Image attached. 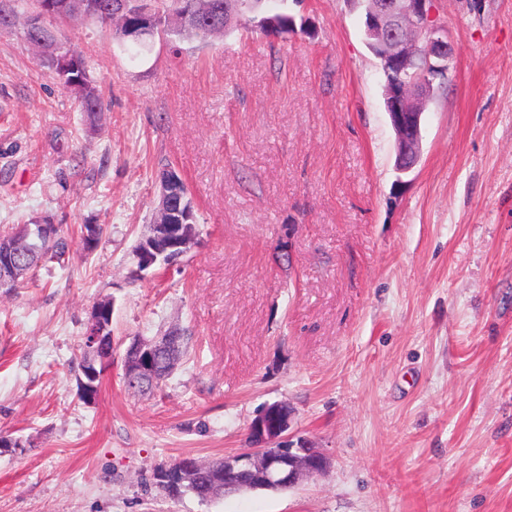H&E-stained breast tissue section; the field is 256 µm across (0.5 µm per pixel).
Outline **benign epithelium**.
I'll return each instance as SVG.
<instances>
[{
    "label": "benign epithelium",
    "mask_w": 512,
    "mask_h": 512,
    "mask_svg": "<svg viewBox=\"0 0 512 512\" xmlns=\"http://www.w3.org/2000/svg\"><path fill=\"white\" fill-rule=\"evenodd\" d=\"M366 2L365 34L374 40L373 52L380 60L381 69L415 70V78L404 84H384L386 111L398 135L396 166L409 172L421 155L420 126L427 102L432 98L435 81L449 78L454 71L455 56L448 32L438 21L435 0H364ZM139 18V29L133 36L155 39L153 0H134ZM55 6L44 0H34L31 11L26 15L25 34L36 36L50 28ZM49 52L61 69H77L79 62L67 46L53 40ZM58 225L50 223L21 224L15 231V239L7 246L10 257L0 262V290L8 291L21 276V259L35 255L42 244L56 236ZM195 237L193 210L180 191L179 179L174 170H169L162 184L156 215L149 234L139 240L136 253L138 270H147L156 263L166 265L184 255ZM113 302L97 303L91 310L82 360L85 377L79 385L83 399H96L100 378L99 353L101 342L107 335L112 322ZM178 342V335L169 333L164 344L154 340L138 338L126 350L124 356V377L138 383L145 390L161 380L162 368L154 354L163 348L172 351ZM290 426L288 410L283 405L269 406L252 424L250 432L254 446L236 457L224 460V467L211 468L212 476L229 473L239 466L251 474L293 485L299 477L319 472L326 464V456L315 449L300 445L283 450L273 446ZM202 468L201 462L188 459L177 471L165 473L162 480L181 484L196 475Z\"/></svg>",
    "instance_id": "obj_1"
}]
</instances>
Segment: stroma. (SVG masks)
Instances as JSON below:
<instances>
[{
  "mask_svg": "<svg viewBox=\"0 0 512 512\" xmlns=\"http://www.w3.org/2000/svg\"><path fill=\"white\" fill-rule=\"evenodd\" d=\"M435 5L456 70L405 175L361 0H267L294 33L251 21L145 51L58 22L109 104L94 116L0 34V233L50 222L67 244L0 292V512H512V0ZM167 165L195 242L137 277ZM106 298L112 360L87 404ZM171 327L187 355L128 391L129 342ZM274 402L280 446L320 449L321 473L208 502L155 485L248 447ZM260 26L267 33L286 36L293 33L296 27L295 18L287 12H276L272 15L263 16ZM112 310V300L101 301L92 308L87 321L82 353L83 364L86 368L85 377L82 378L84 366L81 361L80 376L77 379L83 399L87 402L94 401L98 394L99 386L97 381L101 377L99 374V353L104 336H110L107 333L112 322Z\"/></svg>",
  "mask_w": 512,
  "mask_h": 512,
  "instance_id": "stroma-1",
  "label": "stroma"
}]
</instances>
